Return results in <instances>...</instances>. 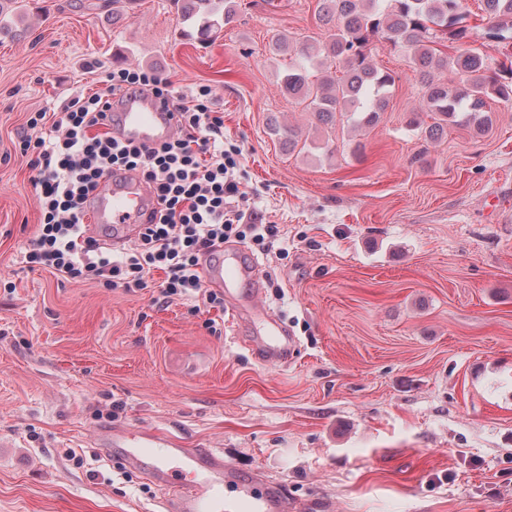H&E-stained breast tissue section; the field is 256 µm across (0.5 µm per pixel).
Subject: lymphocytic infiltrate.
<instances>
[{
    "instance_id": "lymphocytic-infiltrate-1",
    "label": "lymphocytic infiltrate",
    "mask_w": 512,
    "mask_h": 512,
    "mask_svg": "<svg viewBox=\"0 0 512 512\" xmlns=\"http://www.w3.org/2000/svg\"><path fill=\"white\" fill-rule=\"evenodd\" d=\"M106 83L105 90L74 95L59 111L41 109L26 121L29 133L20 151L36 172L40 224L25 263L130 293L147 288L159 271L160 302L200 296L206 306L223 307V294L204 286L203 255L230 240L248 239L269 250L278 227L252 220L241 151L224 143V117L212 108L211 87L197 86L180 98L168 77L134 65L113 69ZM131 91L176 98L179 132L171 142L142 148L112 138L104 125L109 97ZM115 167L142 175L161 204L155 221L120 250L87 236L83 209L97 179Z\"/></svg>"
}]
</instances>
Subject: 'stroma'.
<instances>
[{
    "label": "stroma",
    "mask_w": 512,
    "mask_h": 512,
    "mask_svg": "<svg viewBox=\"0 0 512 512\" xmlns=\"http://www.w3.org/2000/svg\"><path fill=\"white\" fill-rule=\"evenodd\" d=\"M92 2L0 14V512H162L165 490L90 448L111 420L222 449L295 512H512V108L493 104L485 135L423 141L419 76L381 41L395 86L379 123L321 126L270 50L324 34L317 0H238L208 43L173 0ZM129 64L184 95L212 87L251 209L279 228L258 259L299 342L288 365L254 361L222 311L157 302L161 274L129 293L26 267L29 114ZM274 119L305 148L287 150Z\"/></svg>",
    "instance_id": "stroma-1"
}]
</instances>
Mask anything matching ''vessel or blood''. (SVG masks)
Segmentation results:
<instances>
[{
    "label": "vessel or blood",
    "mask_w": 512,
    "mask_h": 512,
    "mask_svg": "<svg viewBox=\"0 0 512 512\" xmlns=\"http://www.w3.org/2000/svg\"><path fill=\"white\" fill-rule=\"evenodd\" d=\"M171 102L143 92L112 99L106 127L122 143L158 146L178 131ZM91 220L87 234L119 247L134 239L151 213L160 208L149 185L135 172L104 174L84 205ZM202 275L209 288L222 292L239 343L267 366L293 360L298 340L287 324L260 303L264 276L258 259L234 243L205 255ZM93 447L123 468L168 490L164 512H292L281 486L246 476L224 461L216 448H190L158 428L101 424L90 436Z\"/></svg>",
    "instance_id": "1"
}]
</instances>
